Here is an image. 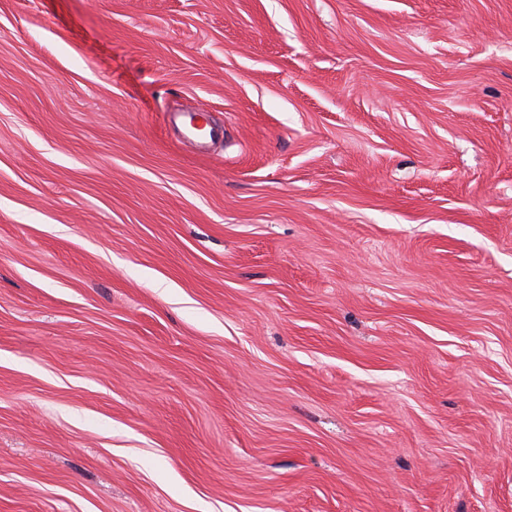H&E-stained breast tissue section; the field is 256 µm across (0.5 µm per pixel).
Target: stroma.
Masks as SVG:
<instances>
[{
  "instance_id": "stroma-1",
  "label": "stroma",
  "mask_w": 512,
  "mask_h": 512,
  "mask_svg": "<svg viewBox=\"0 0 512 512\" xmlns=\"http://www.w3.org/2000/svg\"><path fill=\"white\" fill-rule=\"evenodd\" d=\"M0 512H512V0H0Z\"/></svg>"
}]
</instances>
